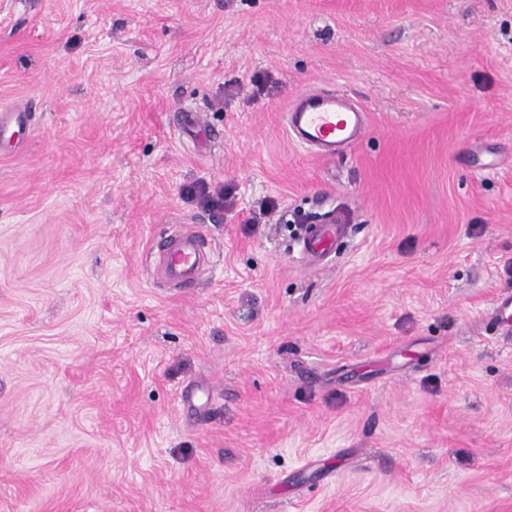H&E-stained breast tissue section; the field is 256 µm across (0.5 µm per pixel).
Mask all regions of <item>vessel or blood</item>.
Returning <instances> with one entry per match:
<instances>
[{"mask_svg": "<svg viewBox=\"0 0 512 512\" xmlns=\"http://www.w3.org/2000/svg\"><path fill=\"white\" fill-rule=\"evenodd\" d=\"M364 109L338 89L307 90L287 110V129L298 143L314 148L318 156L336 158L364 136ZM349 229L343 213H332L326 223L308 225L302 238V259L317 262L328 257L336 239ZM204 243L190 230L167 236L157 250L166 280L190 288L199 280ZM486 323L500 339L512 340V294L499 297L486 315Z\"/></svg>", "mask_w": 512, "mask_h": 512, "instance_id": "b4317fda", "label": "vessel or blood"}]
</instances>
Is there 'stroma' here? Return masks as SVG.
I'll list each match as a JSON object with an SVG mask.
<instances>
[{"label": "stroma", "mask_w": 512, "mask_h": 512, "mask_svg": "<svg viewBox=\"0 0 512 512\" xmlns=\"http://www.w3.org/2000/svg\"><path fill=\"white\" fill-rule=\"evenodd\" d=\"M319 87L367 117L333 160L286 131ZM20 109L0 512H512V0H0ZM331 211L309 266L281 216ZM177 225L192 288L153 279ZM187 196L202 209L210 210L224 207L230 192L222 187L211 193L206 186H201L189 188ZM342 212H333L325 224H308L302 238L300 255L303 260L317 262L328 257L336 239L349 229ZM486 324L498 338L512 340V294L496 300L486 315Z\"/></svg>", "instance_id": "35a3bbf8"}]
</instances>
